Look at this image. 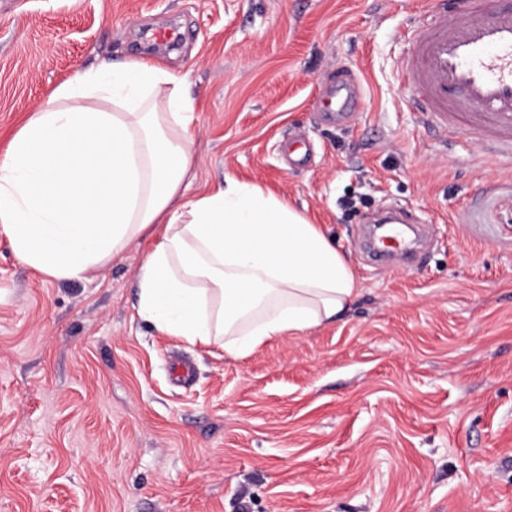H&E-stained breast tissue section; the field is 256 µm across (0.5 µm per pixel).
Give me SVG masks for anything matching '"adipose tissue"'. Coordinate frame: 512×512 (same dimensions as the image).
I'll return each mask as SVG.
<instances>
[{
    "label": "adipose tissue",
    "mask_w": 512,
    "mask_h": 512,
    "mask_svg": "<svg viewBox=\"0 0 512 512\" xmlns=\"http://www.w3.org/2000/svg\"><path fill=\"white\" fill-rule=\"evenodd\" d=\"M193 122L177 70L131 59L77 73L0 158V234L56 281L152 240L139 315L236 359L339 320L360 285L322 225L231 176L191 195Z\"/></svg>",
    "instance_id": "obj_1"
}]
</instances>
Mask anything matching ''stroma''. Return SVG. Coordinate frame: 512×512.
<instances>
[{
    "label": "stroma",
    "mask_w": 512,
    "mask_h": 512,
    "mask_svg": "<svg viewBox=\"0 0 512 512\" xmlns=\"http://www.w3.org/2000/svg\"><path fill=\"white\" fill-rule=\"evenodd\" d=\"M437 3L0 0V155L76 72L156 58L187 75L193 191L230 175L285 198L361 288L342 320L233 359L138 315L144 245L55 281L0 235V512H512V167L409 103L396 32ZM340 70L363 108L324 123ZM391 206L428 236L379 264Z\"/></svg>",
    "instance_id": "obj_1"
}]
</instances>
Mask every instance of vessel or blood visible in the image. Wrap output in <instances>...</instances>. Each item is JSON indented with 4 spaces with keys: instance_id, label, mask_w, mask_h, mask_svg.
<instances>
[{
    "instance_id": "1",
    "label": "vessel or blood",
    "mask_w": 512,
    "mask_h": 512,
    "mask_svg": "<svg viewBox=\"0 0 512 512\" xmlns=\"http://www.w3.org/2000/svg\"><path fill=\"white\" fill-rule=\"evenodd\" d=\"M406 37L412 49L400 74L429 125L444 135L468 133L512 162V10L491 16L476 0H441ZM318 96L327 121H349L362 102L356 79L344 72Z\"/></svg>"
}]
</instances>
